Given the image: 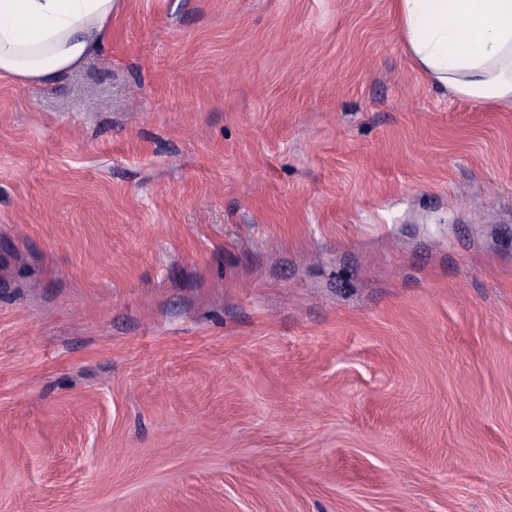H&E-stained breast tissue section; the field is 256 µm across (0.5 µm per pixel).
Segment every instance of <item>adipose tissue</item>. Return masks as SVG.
Returning <instances> with one entry per match:
<instances>
[{
    "instance_id": "adipose-tissue-1",
    "label": "adipose tissue",
    "mask_w": 512,
    "mask_h": 512,
    "mask_svg": "<svg viewBox=\"0 0 512 512\" xmlns=\"http://www.w3.org/2000/svg\"><path fill=\"white\" fill-rule=\"evenodd\" d=\"M117 0H0V79L47 85L107 42ZM414 70L434 87L512 102V0H393Z\"/></svg>"
}]
</instances>
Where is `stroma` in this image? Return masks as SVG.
Instances as JSON below:
<instances>
[{
	"label": "stroma",
	"instance_id": "stroma-1",
	"mask_svg": "<svg viewBox=\"0 0 512 512\" xmlns=\"http://www.w3.org/2000/svg\"><path fill=\"white\" fill-rule=\"evenodd\" d=\"M0 512H512V103L391 0H122L1 80Z\"/></svg>",
	"mask_w": 512,
	"mask_h": 512
}]
</instances>
